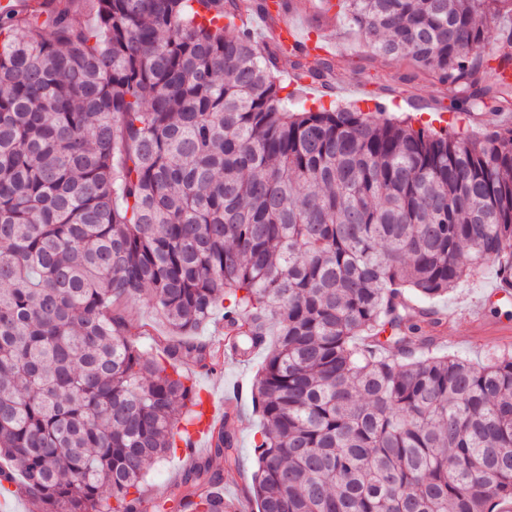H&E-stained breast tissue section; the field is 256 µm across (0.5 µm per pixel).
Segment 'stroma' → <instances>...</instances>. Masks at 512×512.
Masks as SVG:
<instances>
[{"mask_svg": "<svg viewBox=\"0 0 512 512\" xmlns=\"http://www.w3.org/2000/svg\"><path fill=\"white\" fill-rule=\"evenodd\" d=\"M284 18L298 25L302 33H323L335 46L337 54L349 60V67L341 70L336 79L337 84L346 88L344 94L338 95V103L361 99L370 104L379 102L385 105L387 116H411L412 124L416 127L434 122L456 132L470 129L471 124L466 116L444 113L439 106L433 105L434 92L428 82H414L405 92L383 90L367 83V73L396 70V62L367 52L356 30L343 15L327 20L319 8V0H307L305 7L285 13ZM501 283L496 263L488 261L476 277L461 283L435 301L436 311L445 320L447 336L441 344V353L480 362L506 352L512 353V340L505 342L499 337L500 331L512 329V298H493L489 295L490 289ZM480 302L485 305V313L477 319L471 311ZM263 359V354L259 353L248 363L229 362L212 372L199 369L194 373L197 386L215 397H223L225 390L235 387L243 390L241 398L228 408L229 414L236 420L237 444L243 466L228 470L223 461L213 463L214 469L223 473L225 496L241 500L248 494L250 477L256 464L254 437L260 429V421L253 410L252 389ZM188 463L184 450H177L152 467L141 485L142 490L151 497L162 496L170 483L180 479Z\"/></svg>", "mask_w": 512, "mask_h": 512, "instance_id": "obj_1", "label": "stroma"}]
</instances>
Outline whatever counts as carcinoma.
Wrapping results in <instances>:
<instances>
[{
    "label": "carcinoma",
    "instance_id": "carcinoma-1",
    "mask_svg": "<svg viewBox=\"0 0 512 512\" xmlns=\"http://www.w3.org/2000/svg\"><path fill=\"white\" fill-rule=\"evenodd\" d=\"M266 0H38L0 13V498L38 512H239L211 458L141 484L201 422L189 366L221 318L263 420L259 512H494L512 501V354L436 351L431 301L497 263L512 285V127L448 132L329 104L344 60L236 20ZM448 111L512 113V0H337ZM87 14L93 23L75 22ZM144 297L168 326L126 315ZM112 500L102 498L103 489ZM188 463L189 460L181 443L175 454L169 455L152 467L146 475L141 489L147 496H162L170 483L180 479Z\"/></svg>",
    "mask_w": 512,
    "mask_h": 512
}]
</instances>
